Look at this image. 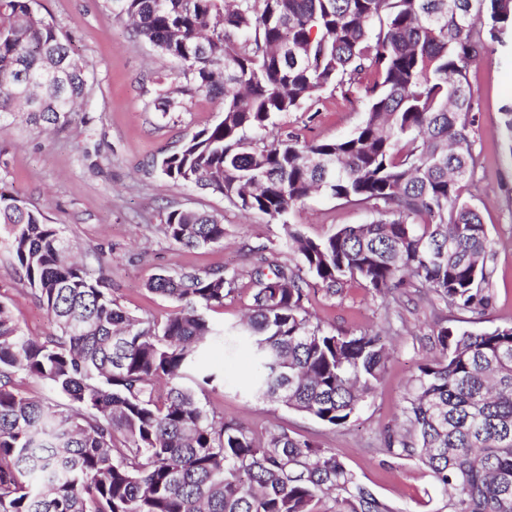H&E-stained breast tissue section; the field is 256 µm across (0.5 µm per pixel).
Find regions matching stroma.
<instances>
[{
	"mask_svg": "<svg viewBox=\"0 0 512 512\" xmlns=\"http://www.w3.org/2000/svg\"><path fill=\"white\" fill-rule=\"evenodd\" d=\"M35 8L85 61L92 95L62 130L39 132L23 117L14 118L0 133V191L26 200L49 223L60 225L84 271L109 284L113 298L131 313L161 318L171 311L170 301L148 291L153 275L221 266L237 272L244 285L207 317L218 326L237 325L252 302L251 271L295 261L284 224L304 236L322 238L343 226L375 219L372 209L315 194L290 211L282 224L262 213L243 212L221 195L202 194L146 170L148 160L171 150L181 137L222 120L220 103L198 96L173 117L162 118L153 101L159 90L170 87L177 65L136 40L129 23L113 17L106 0H36ZM467 77L476 100V167L462 196L481 212L492 244L493 305L470 324L472 331L482 332L512 325V166L504 161L500 136L502 108L512 102V46L488 51L468 67ZM370 81L366 75L361 86L350 91L324 94L315 113L281 115V132L303 141L346 136L365 118L363 86ZM172 206L221 215L223 243L194 249L166 239L160 217ZM7 240L1 231L0 300L26 334L48 335L55 323L21 285ZM308 308L325 328L375 329L386 337L389 359L382 381L349 424L331 428L281 403L245 395L240 386L248 375L249 358L242 351L225 353L220 344L207 350L203 361L222 370L226 384L208 391V399L246 426H284L333 449L397 512H442L445 498L428 470L416 459L391 456L382 435L402 422L407 383L434 354L433 327L453 323L457 311L410 284L385 296L356 283L335 294L316 288Z\"/></svg>",
	"mask_w": 512,
	"mask_h": 512,
	"instance_id": "stroma-1",
	"label": "stroma"
}]
</instances>
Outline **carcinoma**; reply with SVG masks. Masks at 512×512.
Listing matches in <instances>:
<instances>
[{
    "mask_svg": "<svg viewBox=\"0 0 512 512\" xmlns=\"http://www.w3.org/2000/svg\"><path fill=\"white\" fill-rule=\"evenodd\" d=\"M137 36L179 66L158 94L167 118L184 100H221L224 118L183 137L150 167L282 221L297 262L257 268L239 327L212 326L240 276L224 268L154 275L174 308L132 314L101 279L69 261L61 228L0 192V227L23 283L56 324L26 334L0 301V512H395L336 456L284 428L252 429L202 401L219 375L205 344L245 345L248 390L336 428L375 391L388 360L369 330L329 331L307 308L310 283L336 293L359 280L388 294L405 280L462 313L491 305V241L462 199L472 179L474 94L468 66L512 32V0H107ZM35 0H0V130L18 112L64 127L89 97L76 57ZM375 74L362 124L306 142L276 118ZM502 135L512 160V104ZM315 192L377 212L322 238L284 217ZM173 242L224 241L222 219L170 208ZM439 357L404 397L406 428L388 453L417 459L448 512H512V326L450 325ZM19 374L55 397L15 389Z\"/></svg>",
    "mask_w": 512,
    "mask_h": 512,
    "instance_id": "carcinoma-1",
    "label": "carcinoma"
}]
</instances>
